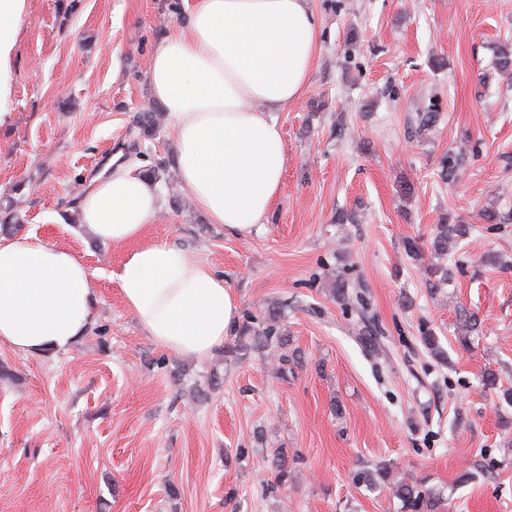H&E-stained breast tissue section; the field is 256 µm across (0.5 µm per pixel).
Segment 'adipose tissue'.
<instances>
[{
    "label": "adipose tissue",
    "mask_w": 512,
    "mask_h": 512,
    "mask_svg": "<svg viewBox=\"0 0 512 512\" xmlns=\"http://www.w3.org/2000/svg\"><path fill=\"white\" fill-rule=\"evenodd\" d=\"M27 0H0V114ZM320 31L310 0H194L187 24L154 47L148 81L176 145L178 180L209 221L246 235L279 199L288 154L278 112L309 89ZM159 190L107 163L82 192L81 223L122 250L112 274L122 302L158 346L204 357L238 320L223 277L166 239L149 237ZM93 276L69 248L27 235L0 243V342L26 355L64 351L87 335Z\"/></svg>",
    "instance_id": "ef3b65f1"
}]
</instances>
